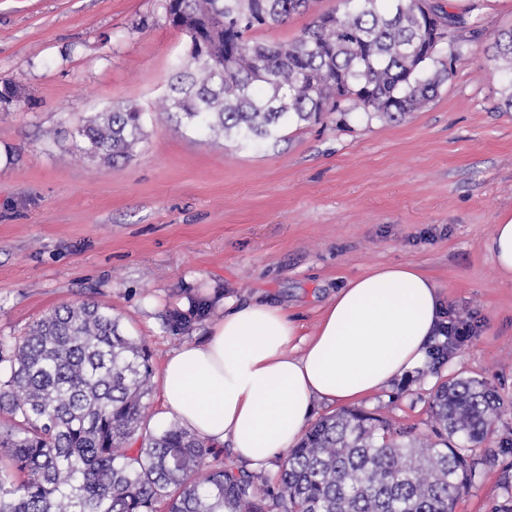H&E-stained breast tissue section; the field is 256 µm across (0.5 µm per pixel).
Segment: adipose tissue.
<instances>
[{"label": "adipose tissue", "mask_w": 512, "mask_h": 512, "mask_svg": "<svg viewBox=\"0 0 512 512\" xmlns=\"http://www.w3.org/2000/svg\"><path fill=\"white\" fill-rule=\"evenodd\" d=\"M443 321L439 286L410 263L348 279L310 336L281 306L228 307L203 342L168 358L164 415L253 464L287 456L316 402L359 403L421 366Z\"/></svg>", "instance_id": "adipose-tissue-1"}]
</instances>
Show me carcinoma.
Wrapping results in <instances>:
<instances>
[{"instance_id":"cac0c4a2","label":"carcinoma","mask_w":512,"mask_h":512,"mask_svg":"<svg viewBox=\"0 0 512 512\" xmlns=\"http://www.w3.org/2000/svg\"><path fill=\"white\" fill-rule=\"evenodd\" d=\"M311 0H165L168 22L205 52L179 66L160 115L210 139L275 145L290 125L362 112L395 120L422 109L466 60L480 34L476 6L433 0L447 40L427 39L418 0H341L292 43L247 34L309 10ZM490 60L512 71V28L493 34ZM103 164L144 137L142 112L112 105L70 133ZM145 346L110 308L64 304L0 349V512H266L267 480L224 464L177 422L149 427ZM500 398L481 379H453L432 399L439 431L458 448L420 442L384 418L352 411L315 423L279 475L287 512H454L470 458L491 432Z\"/></svg>"}]
</instances>
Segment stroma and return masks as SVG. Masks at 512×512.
I'll list each match as a JSON object with an SVG mask.
<instances>
[{
  "instance_id": "obj_1",
  "label": "stroma",
  "mask_w": 512,
  "mask_h": 512,
  "mask_svg": "<svg viewBox=\"0 0 512 512\" xmlns=\"http://www.w3.org/2000/svg\"><path fill=\"white\" fill-rule=\"evenodd\" d=\"M446 2L476 7L484 32L426 107L392 123L354 113L293 126L277 146L246 149L159 118L187 52L162 0H0V81L19 94L0 112V341L92 299L147 347L157 377L223 318L224 300H268L309 334L347 279L414 264L475 334L357 409L427 437L441 383L486 381L501 411L455 512H512V281L484 248L512 219V73L483 52L512 27V0ZM336 4L312 0L253 36L292 42ZM113 103L141 109L145 137L108 167L68 133Z\"/></svg>"
}]
</instances>
